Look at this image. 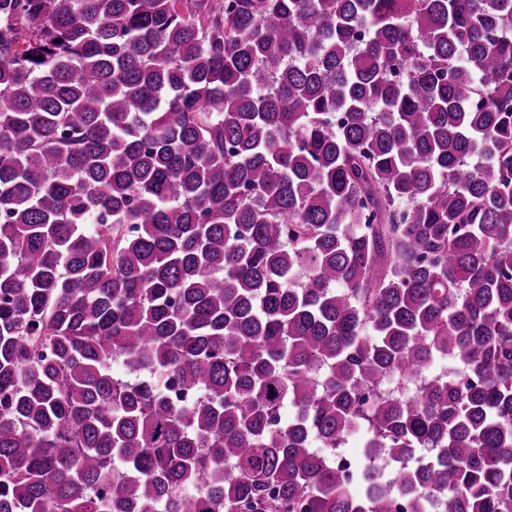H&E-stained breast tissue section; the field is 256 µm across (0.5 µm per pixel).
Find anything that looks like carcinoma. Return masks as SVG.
<instances>
[{
    "mask_svg": "<svg viewBox=\"0 0 512 512\" xmlns=\"http://www.w3.org/2000/svg\"><path fill=\"white\" fill-rule=\"evenodd\" d=\"M400 500L512 512V0H0V512Z\"/></svg>",
    "mask_w": 512,
    "mask_h": 512,
    "instance_id": "1",
    "label": "carcinoma"
}]
</instances>
